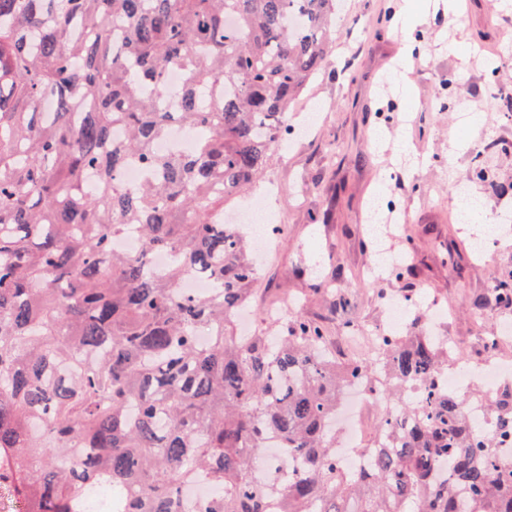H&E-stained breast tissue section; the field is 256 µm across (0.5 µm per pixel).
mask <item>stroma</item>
Segmentation results:
<instances>
[{
    "label": "stroma",
    "mask_w": 512,
    "mask_h": 512,
    "mask_svg": "<svg viewBox=\"0 0 512 512\" xmlns=\"http://www.w3.org/2000/svg\"><path fill=\"white\" fill-rule=\"evenodd\" d=\"M397 0H339L336 43L324 69L288 118L293 144L265 173L285 235L260 262L248 330H265L262 306L300 298V314L323 320L337 352L369 350L384 327L389 298L406 301L407 320L434 305L447 314L464 361L478 360L512 311L489 290L512 274V238L489 258L470 253L467 225L453 217L454 191L468 185L485 220L512 204V0H468L465 11L437 6L411 27ZM313 125L302 135L304 125ZM488 145L483 157L477 146ZM483 179H475V168ZM396 173L381 183L380 170ZM405 218L378 238L365 231V205ZM411 251L381 282L364 278L378 253ZM354 288L349 307L315 293V279Z\"/></svg>",
    "instance_id": "stroma-1"
}]
</instances>
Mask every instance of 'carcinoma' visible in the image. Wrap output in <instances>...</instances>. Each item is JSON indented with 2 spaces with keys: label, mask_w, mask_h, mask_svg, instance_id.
<instances>
[{
  "label": "carcinoma",
  "mask_w": 512,
  "mask_h": 512,
  "mask_svg": "<svg viewBox=\"0 0 512 512\" xmlns=\"http://www.w3.org/2000/svg\"><path fill=\"white\" fill-rule=\"evenodd\" d=\"M335 37L336 0H0V476L32 512H85L92 484L110 512H174L202 472L221 489L204 512H512V388L442 389L457 351L419 320L374 337L371 362L337 360L299 314L278 336L236 330L258 265L221 216L278 158ZM173 66L191 74L174 97ZM176 126L191 149L155 152ZM131 227L140 252H117ZM157 252L176 259L155 271ZM189 273L214 291L177 295ZM356 378L400 415L349 474L334 422ZM467 399L507 446L476 434ZM269 448L292 464L274 483L256 473Z\"/></svg>",
  "instance_id": "1"
}]
</instances>
